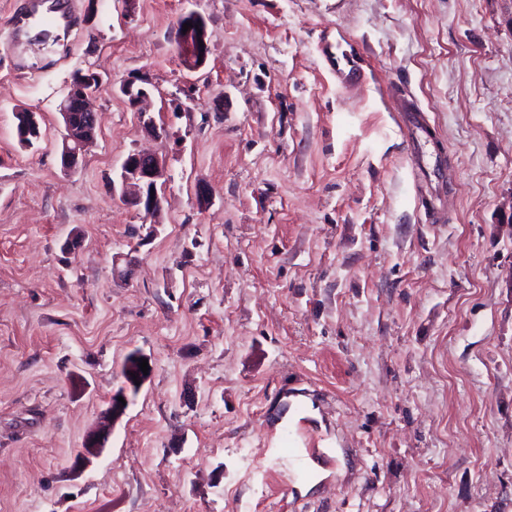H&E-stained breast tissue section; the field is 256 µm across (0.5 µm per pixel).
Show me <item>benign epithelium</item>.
Instances as JSON below:
<instances>
[{"label":"benign epithelium","instance_id":"7a95c632","mask_svg":"<svg viewBox=\"0 0 512 512\" xmlns=\"http://www.w3.org/2000/svg\"><path fill=\"white\" fill-rule=\"evenodd\" d=\"M192 23V27L180 36L178 51L187 69L193 70L205 64L209 54L207 22L198 11L182 15L180 23ZM100 77L88 69L80 71L73 77L60 104L59 114L62 118L58 150L61 167L70 172L77 168L85 148L97 134V113L90 109L89 99L96 92ZM21 118V144L28 146V138L39 137V113L31 109L16 112ZM164 175L163 160L156 154L131 152L124 160L120 173V188L127 202L147 215L155 217L161 213L163 198L158 193L157 183ZM141 357L133 355L127 359L123 376L125 384L112 394L107 413L103 414L98 426L91 431L83 449L77 454L76 463L84 465L97 455L99 449L112 430L116 420L126 410L118 398L129 400L128 392H137L139 386L135 381H144L146 375L140 370L138 362Z\"/></svg>","mask_w":512,"mask_h":512}]
</instances>
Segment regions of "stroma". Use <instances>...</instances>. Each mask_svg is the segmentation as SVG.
Returning <instances> with one entry per match:
<instances>
[{
  "instance_id": "35a3bbf8",
  "label": "stroma",
  "mask_w": 512,
  "mask_h": 512,
  "mask_svg": "<svg viewBox=\"0 0 512 512\" xmlns=\"http://www.w3.org/2000/svg\"><path fill=\"white\" fill-rule=\"evenodd\" d=\"M69 7L53 41L0 40V512H512V0ZM88 68L98 132L66 172L57 105ZM138 150L165 163L155 220L112 187ZM187 22H192V27L183 34V24ZM180 23L179 55L187 69H197L205 64L209 54L206 19L199 11H191L182 15ZM198 30H201V34H198ZM141 358L143 357L138 355H131V357L127 359L123 371L125 384L118 391L112 394L107 413L102 415L98 426L87 435L82 446V451H79L77 454L76 464L84 465L90 462V457L98 454L99 449L103 447L105 439L111 432L112 426L123 414L129 404L128 391L133 393L137 392L142 382L147 377L148 374L144 375L138 365V362H141ZM130 373H133L135 376H137V381H140L139 385L135 384V381L133 380V377L130 376ZM118 397H122L125 400L126 405H123L122 402H119Z\"/></svg>"
}]
</instances>
